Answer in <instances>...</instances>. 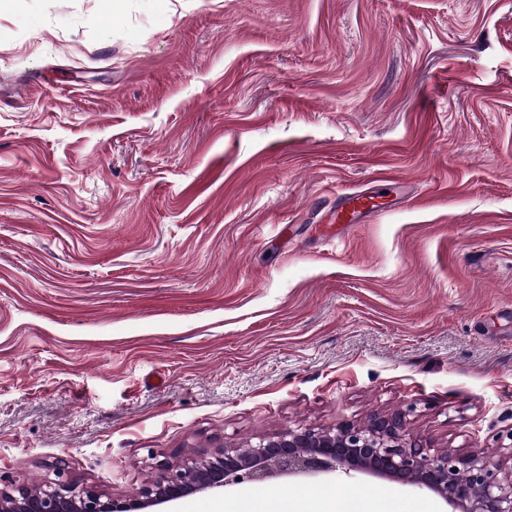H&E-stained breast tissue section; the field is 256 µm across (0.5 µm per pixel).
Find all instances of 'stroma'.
Here are the masks:
<instances>
[{"mask_svg": "<svg viewBox=\"0 0 512 512\" xmlns=\"http://www.w3.org/2000/svg\"><path fill=\"white\" fill-rule=\"evenodd\" d=\"M388 206L323 237L339 193ZM406 413L506 460L512 0H0V488L112 496ZM450 512L282 478L170 512Z\"/></svg>", "mask_w": 512, "mask_h": 512, "instance_id": "35a3bbf8", "label": "stroma"}]
</instances>
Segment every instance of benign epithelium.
I'll return each mask as SVG.
<instances>
[{
	"mask_svg": "<svg viewBox=\"0 0 512 512\" xmlns=\"http://www.w3.org/2000/svg\"><path fill=\"white\" fill-rule=\"evenodd\" d=\"M47 467L54 482L36 493L25 488L0 491V512H166L180 498L220 492L239 481L328 473L371 475L427 490L451 512H512V466L478 453L437 451L407 433L400 414L363 426L290 429L246 450L219 448L183 469L164 462L155 481L126 498L72 482L62 458Z\"/></svg>",
	"mask_w": 512,
	"mask_h": 512,
	"instance_id": "benign-epithelium-1",
	"label": "benign epithelium"
}]
</instances>
